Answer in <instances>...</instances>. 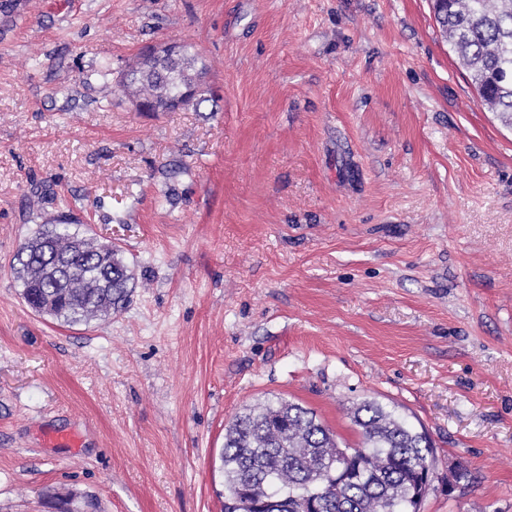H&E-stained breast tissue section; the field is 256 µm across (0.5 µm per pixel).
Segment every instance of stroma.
<instances>
[{
  "label": "stroma",
  "instance_id": "1",
  "mask_svg": "<svg viewBox=\"0 0 512 512\" xmlns=\"http://www.w3.org/2000/svg\"><path fill=\"white\" fill-rule=\"evenodd\" d=\"M164 40L207 99L136 111L116 85ZM64 214L133 268L109 320L20 295L17 251ZM273 395L350 447L354 405L394 408L436 448L421 512H512V129L430 0H14L0 512H221L224 429Z\"/></svg>",
  "mask_w": 512,
  "mask_h": 512
}]
</instances>
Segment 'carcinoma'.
<instances>
[{
    "mask_svg": "<svg viewBox=\"0 0 512 512\" xmlns=\"http://www.w3.org/2000/svg\"><path fill=\"white\" fill-rule=\"evenodd\" d=\"M433 9L483 104L512 127V0H442ZM192 64L180 44L176 58L132 69L152 111L206 100L205 69ZM16 260L25 303L65 324L107 320L132 292L121 251L66 224L42 225ZM352 415L358 448L340 447L314 410L281 397L237 415L221 452L223 512H420L434 462L429 435L378 402Z\"/></svg>",
    "mask_w": 512,
    "mask_h": 512,
    "instance_id": "cac0c4a2",
    "label": "carcinoma"
}]
</instances>
